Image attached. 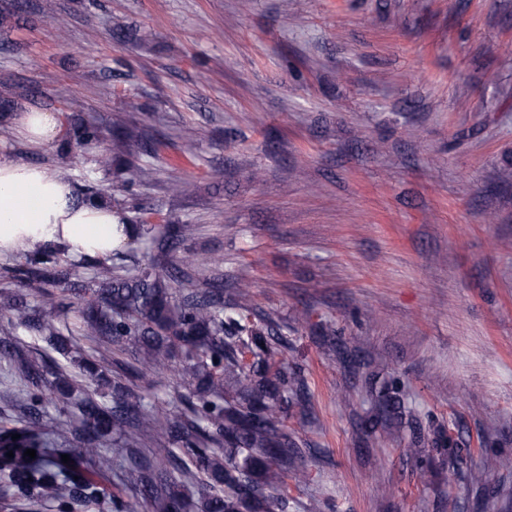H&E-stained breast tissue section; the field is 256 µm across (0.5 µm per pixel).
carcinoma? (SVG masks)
<instances>
[{"mask_svg": "<svg viewBox=\"0 0 512 512\" xmlns=\"http://www.w3.org/2000/svg\"><path fill=\"white\" fill-rule=\"evenodd\" d=\"M65 109L73 123L60 153L99 142L100 129L76 116L84 99H71ZM142 110L130 98L111 119L116 148L140 137L126 114ZM142 230L155 244L154 259L133 273L120 250L95 260L91 276L74 289L77 307L66 301L63 285L77 276L82 261L67 262L65 251L36 247L5 270V278L34 291L36 302L21 292L0 299L8 323L0 355L10 357L22 384L3 398L23 405V415L0 426V489L7 492L0 507L37 512L53 504L58 512H80L106 493L115 465L119 485L133 498L111 494L113 512H285L288 473L305 479L306 463L284 419L293 408L306 411L308 402L302 369L274 361L288 347L287 338L274 320L252 319L246 278L227 296L208 280L180 287L173 262L194 225L169 224L157 234L144 224ZM19 330L63 356L74 342L86 341V393H74L73 380L55 360L31 358L12 338ZM148 370L179 377L185 390L173 388L171 408L159 411L147 402L137 381ZM52 407L75 409L76 424L55 425ZM400 410L398 387L379 392L365 432L390 440ZM14 434L20 438L12 439ZM413 438L419 454L429 448L450 461L455 457L458 443L445 427L431 438L415 431ZM148 441L165 455L144 451ZM28 449L36 450L35 458L24 455ZM504 472H512V457L486 456L467 470L466 480L482 488Z\"/></svg>", "mask_w": 512, "mask_h": 512, "instance_id": "cac0c4a2", "label": "carcinoma"}]
</instances>
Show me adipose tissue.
I'll list each match as a JSON object with an SVG mask.
<instances>
[{"label": "adipose tissue", "instance_id": "adipose-tissue-1", "mask_svg": "<svg viewBox=\"0 0 512 512\" xmlns=\"http://www.w3.org/2000/svg\"><path fill=\"white\" fill-rule=\"evenodd\" d=\"M11 131L38 149L58 138L59 123L54 113L29 109L17 114ZM118 222L112 206L80 201L57 169L0 153V256L59 244L74 256L105 259L125 240Z\"/></svg>", "mask_w": 512, "mask_h": 512}]
</instances>
